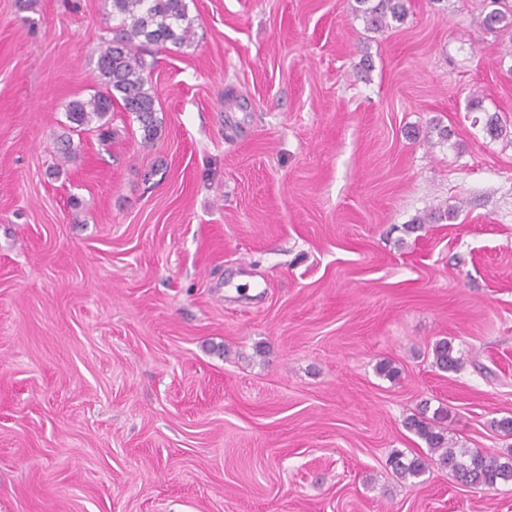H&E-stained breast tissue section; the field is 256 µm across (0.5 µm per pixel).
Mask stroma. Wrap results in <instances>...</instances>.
Masks as SVG:
<instances>
[{
	"instance_id": "1",
	"label": "stroma",
	"mask_w": 512,
	"mask_h": 512,
	"mask_svg": "<svg viewBox=\"0 0 512 512\" xmlns=\"http://www.w3.org/2000/svg\"><path fill=\"white\" fill-rule=\"evenodd\" d=\"M354 4L191 0L154 144L117 112L63 163L111 0H0V512H512L386 466L425 408L512 448V38ZM359 4L358 11L367 22V28L373 31H384L392 28V23L403 22L407 8L405 0H355ZM432 356L433 364L442 372H455L459 369V357L448 339H440L433 345Z\"/></svg>"
}]
</instances>
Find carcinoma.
<instances>
[{"label":"carcinoma","instance_id":"cac0c4a2","mask_svg":"<svg viewBox=\"0 0 512 512\" xmlns=\"http://www.w3.org/2000/svg\"><path fill=\"white\" fill-rule=\"evenodd\" d=\"M367 28L383 31L392 23L403 22L405 0H356ZM504 0H489L490 10L479 24L487 30H512V12L500 8ZM112 18L118 24L110 29L112 37L101 38L96 69L100 87L85 98L66 105L68 128L97 133L108 139L112 130V113L126 112L139 123L140 143L149 146L161 127L157 97L149 83L154 61L146 59L150 47L182 46L194 35V18L187 0H112ZM433 364L442 372H455L460 360L448 339L437 341L432 348ZM444 412L427 418L412 415L406 428L422 439L440 467L447 469L462 484L492 488L500 482L512 481V449L506 454L469 451L455 447L443 426ZM388 465L400 478H420L428 464L420 456L404 458L391 454Z\"/></svg>","mask_w":512,"mask_h":512}]
</instances>
